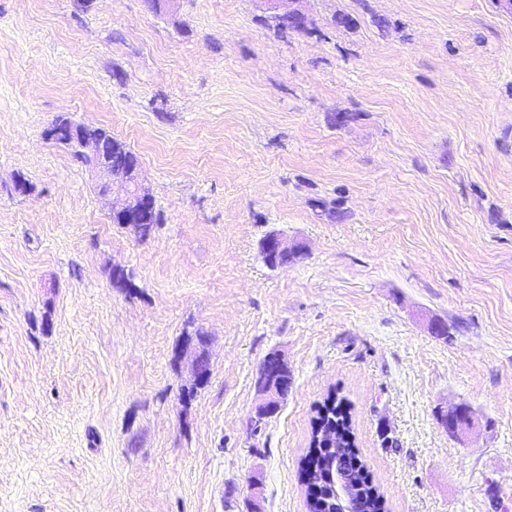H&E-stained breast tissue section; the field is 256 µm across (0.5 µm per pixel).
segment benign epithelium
<instances>
[{
  "instance_id": "7a95c632",
  "label": "benign epithelium",
  "mask_w": 512,
  "mask_h": 512,
  "mask_svg": "<svg viewBox=\"0 0 512 512\" xmlns=\"http://www.w3.org/2000/svg\"><path fill=\"white\" fill-rule=\"evenodd\" d=\"M275 2L276 17L295 16L303 22L306 16L302 9L297 7L301 0H273ZM93 127L72 122V132L69 143L73 153L77 154L82 164L95 173L98 181L99 194L110 197L114 188L122 191L119 203L112 204L110 219L133 227L142 237L150 233V229L138 223L139 212L153 204V197L142 187L140 181L141 162L136 154L129 155L126 171L117 175L112 172V163L104 151L103 145L92 133ZM302 251L298 243L290 244L278 233L267 235L260 244V255L264 263L270 268H279L287 265L286 259H292ZM192 373L194 382L202 385L208 382L211 376V364L207 354L199 352L192 356ZM290 374L284 359L273 354L267 357L259 371L258 385L265 395L264 401L256 409V421L274 415L280 408L281 401L288 395ZM442 422L453 437H459L471 430L474 425L473 411L465 402L455 403L448 407ZM336 503L342 512H357L361 507L360 485L351 479V471H336Z\"/></svg>"
}]
</instances>
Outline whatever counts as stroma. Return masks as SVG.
<instances>
[{
  "instance_id": "1",
  "label": "stroma",
  "mask_w": 512,
  "mask_h": 512,
  "mask_svg": "<svg viewBox=\"0 0 512 512\" xmlns=\"http://www.w3.org/2000/svg\"><path fill=\"white\" fill-rule=\"evenodd\" d=\"M301 7L283 37L267 0H0V512H306L333 391L390 512H512V11ZM62 114L137 153L148 239L46 137ZM271 233L302 255L268 267ZM289 380L288 366L279 354H272L264 360L258 385L266 398L256 409V422L271 417L279 410L281 401L288 395ZM442 422L449 435L460 437L473 428L474 419L471 406L465 402L450 405L447 413L442 417Z\"/></svg>"
}]
</instances>
